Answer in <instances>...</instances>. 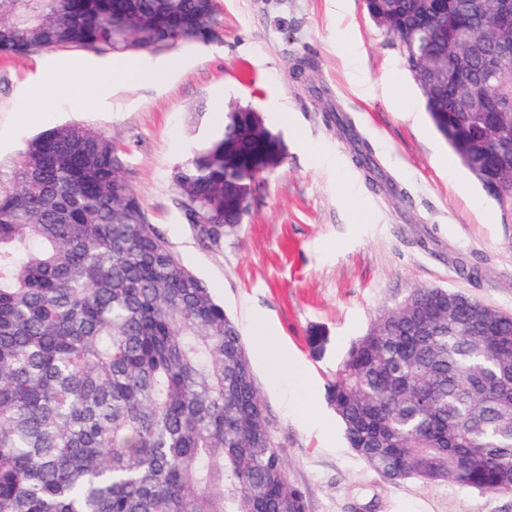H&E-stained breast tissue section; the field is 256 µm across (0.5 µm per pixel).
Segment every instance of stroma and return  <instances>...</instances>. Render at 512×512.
<instances>
[{"label":"stroma","mask_w":512,"mask_h":512,"mask_svg":"<svg viewBox=\"0 0 512 512\" xmlns=\"http://www.w3.org/2000/svg\"><path fill=\"white\" fill-rule=\"evenodd\" d=\"M214 37L149 51L61 48L0 58V169L43 130L81 123L127 153L156 231L237 322L290 480L307 512H512V497L448 482H387L349 447L326 394L336 365L383 309L417 287L462 291L512 313V211L501 209L432 127L395 39L364 0H216ZM156 75L117 77L129 64ZM101 86L76 110L74 81ZM249 105L284 134L287 158L258 180L240 228L201 241L173 172L198 137L200 104ZM348 115L397 193L375 189L324 120ZM329 342L313 354L308 336ZM287 350L306 388L279 379Z\"/></svg>","instance_id":"stroma-1"}]
</instances>
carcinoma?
Here are the masks:
<instances>
[{
  "label": "carcinoma",
  "mask_w": 512,
  "mask_h": 512,
  "mask_svg": "<svg viewBox=\"0 0 512 512\" xmlns=\"http://www.w3.org/2000/svg\"><path fill=\"white\" fill-rule=\"evenodd\" d=\"M499 0H365L402 49L426 112L492 193L512 184V112H479L473 86H512L482 57L512 30ZM150 25L145 27L142 20ZM214 0H0V56L183 43ZM172 181L187 223L217 243L242 193L279 168L281 131L250 107L218 108ZM328 119L386 190L351 121ZM123 151L84 125L41 132L0 171V512H307L291 482L237 323L157 233L124 177ZM216 215L222 224H203ZM417 288L383 311L336 368L328 401L350 447L384 479L512 495V315Z\"/></svg>",
  "instance_id": "obj_1"
}]
</instances>
